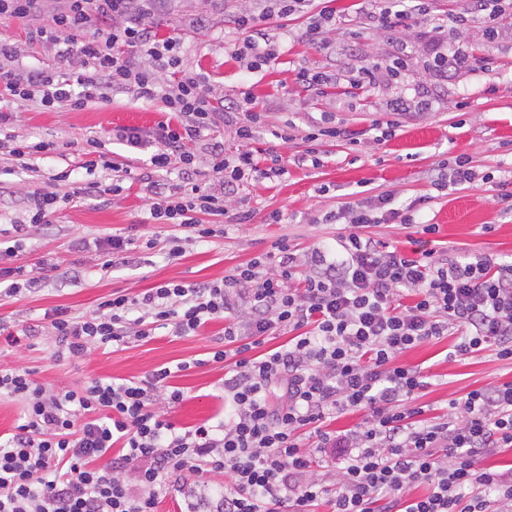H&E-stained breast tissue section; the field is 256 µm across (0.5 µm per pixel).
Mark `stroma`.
Returning <instances> with one entry per match:
<instances>
[{"label":"stroma","instance_id":"35a3bbf8","mask_svg":"<svg viewBox=\"0 0 512 512\" xmlns=\"http://www.w3.org/2000/svg\"><path fill=\"white\" fill-rule=\"evenodd\" d=\"M334 5L341 12L328 34L335 52L305 38V16L273 17L266 25L280 56L275 64L252 71L228 51L245 36L234 23L245 7L243 0H157L144 16L158 37L181 38L185 67L208 75L214 97L229 100L242 90L251 91L261 113L253 147L276 149L287 169L281 178L252 181L241 190L251 213L248 223H237L230 213L214 217L217 236L183 240V255L174 260L168 258L164 242L176 234V227L147 221L150 192L138 176L150 152L129 148L116 137L125 128L149 129L165 120L161 99L146 101L121 92L111 101H92L80 109H46L33 101L0 104V111L10 116L0 132L57 144L54 153L32 156L29 169L11 176L8 195L0 196V239L13 240L11 226L23 220L26 196L48 186L51 175L68 170L73 178L86 180L79 163L87 140H97L115 163L133 174L119 198L89 205L58 202L51 224L31 230L12 263L42 278L43 288L0 300V321L11 331L31 326L37 334L30 350L8 346L0 334V366L29 367L39 381L64 390L91 378L141 379L155 368L169 367L174 371L170 383L182 390L184 399L172 409L156 402V410L178 427L203 421L215 426L224 418V366L211 361L210 351L224 341L223 322L211 323L197 336L175 335L168 326L157 329L146 343L93 345L81 357L57 361L45 311L60 306L80 316L113 292L134 295L161 282L219 280L260 256L272 271L277 260L270 252L283 237L302 260L317 247L334 250L341 227L323 223V216L381 195L390 197L392 207L410 210L415 221L438 225L429 247L439 255L512 257V198L500 186L512 178V34L489 37L475 19L457 24L458 0H432L435 16L445 24L440 34L426 23L409 29L371 25L373 0H335ZM68 8L69 0H40L26 18H0V41L15 48L18 72L35 69L76 78L79 63L61 58L59 43L49 37L36 43L29 37L30 31L51 28L53 16ZM439 37L465 46L466 68L445 77L432 69V49ZM397 57L404 66L399 74H389ZM373 64L378 67L375 84L352 87L348 75ZM335 68L344 76L337 84L310 90L297 78L302 69L315 73ZM399 96L409 100V112L388 111L389 101ZM323 124L339 127L341 137L308 143V133ZM281 129L287 130L288 141L275 138ZM311 146L317 149V163L295 164V157ZM460 160L479 174V182L447 190L431 184L430 170ZM274 212L281 223H268ZM115 234L152 236L158 244L137 250L134 263L109 269L103 268L97 250L80 246L81 240ZM74 271L82 272L80 283L63 282V273ZM456 341V336H444L399 357L400 363L422 372L427 385L418 402L438 415L445 413L449 400L473 389L512 382V360L499 359L493 350L449 359ZM185 362L190 365L186 371L181 368Z\"/></svg>","mask_w":512,"mask_h":512}]
</instances>
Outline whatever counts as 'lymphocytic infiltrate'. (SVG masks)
I'll use <instances>...</instances> for the list:
<instances>
[{
  "label": "lymphocytic infiltrate",
  "instance_id": "obj_1",
  "mask_svg": "<svg viewBox=\"0 0 512 512\" xmlns=\"http://www.w3.org/2000/svg\"><path fill=\"white\" fill-rule=\"evenodd\" d=\"M241 12L245 31L233 54L247 69L270 66L278 48L264 25L271 17L306 15L305 34L324 49L336 23L335 8L315 0H252ZM128 0H71L54 16L59 41L69 45L89 27L92 15L112 18L78 45L82 71L69 80L44 71L16 75L0 70V102L39 100L51 108H80L130 91L150 100L159 75L172 120L151 129H125L127 146L152 147L147 166L156 174L178 168V184L153 182L149 206L156 224L179 229L168 255L183 254L182 233L214 235L202 215L227 214L245 184L279 177L280 155L260 164L249 145L260 115L251 92L223 107L209 97L204 74L182 66L178 38H161L141 23H117ZM429 0H378L370 16L384 27H406L429 18ZM145 59L135 67L131 55ZM236 115V154H226L215 129L221 114ZM206 141L208 166L219 189L200 180L193 145ZM326 223L346 225L341 253L313 250L308 271L287 239L276 248L275 271L255 260L221 281L190 285L164 282L136 295L112 293L92 315L67 308L45 312L54 336V360L83 355L92 345L148 342L172 326L175 335L195 336L207 325L224 324V348L216 362L224 374L223 423L175 427L154 408L156 396L176 405L183 399L170 368L145 379L119 382L93 378L76 389L40 383L33 370L0 368V397L17 401L21 416L0 437V512H158L179 494L177 475L201 471L227 477L208 494L182 496L179 512H512V468L482 461L512 447V382L489 384L450 400L446 413L431 416L416 399L421 372L398 363L406 350L457 333L458 356L495 347L512 360V261L487 255L455 260L423 251L420 257L388 249L372 236L375 218L358 201L327 213ZM288 335L267 352V337ZM366 411L363 425L329 430L336 414ZM336 461L333 480L310 469L311 454ZM134 483H127L126 475ZM429 488L409 497L412 486Z\"/></svg>",
  "mask_w": 512,
  "mask_h": 512
}]
</instances>
